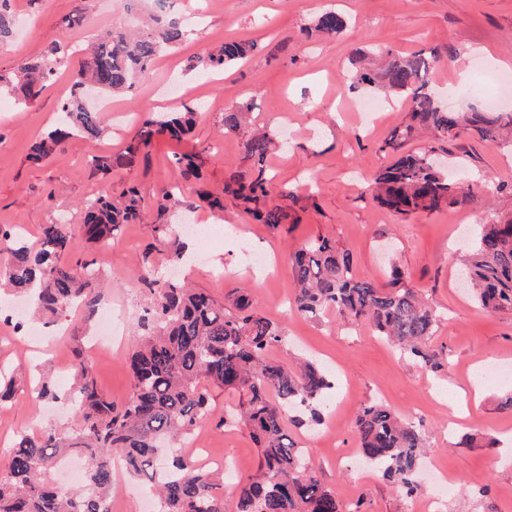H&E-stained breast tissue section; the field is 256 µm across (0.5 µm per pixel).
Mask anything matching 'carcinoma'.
I'll use <instances>...</instances> for the list:
<instances>
[{
  "label": "carcinoma",
  "instance_id": "carcinoma-1",
  "mask_svg": "<svg viewBox=\"0 0 512 512\" xmlns=\"http://www.w3.org/2000/svg\"><path fill=\"white\" fill-rule=\"evenodd\" d=\"M157 2L146 27L134 33L114 28L87 42V58L61 105L57 125L33 145V160L51 157L74 136L94 141L103 134L107 119L85 103L86 85L102 93H129L147 80L156 59L189 38L192 31L184 19L168 12L165 0ZM344 27V17L330 8L300 34L304 39L313 34L334 37ZM13 31L11 0H0V44L8 42ZM252 51L249 42L226 40L192 60L188 70L200 76L226 71L246 62ZM372 55L380 58L379 69L351 62L350 86L380 87L407 106L405 122L382 146L399 156L373 178L374 198L397 216L434 213L458 203L467 193L435 164L433 149L412 153L400 149L424 134L448 141L467 133L497 143L512 137V113L445 109L431 88L439 61L433 50L403 55L391 47H377ZM64 59L61 49L51 46L40 57L18 63L11 73H0V85L10 88L18 104L26 107L51 84ZM253 109L250 102L224 113V130L242 135L252 165L231 174L222 195L189 185L163 194L157 227L170 242L171 257H181L182 245L172 225L163 221L170 210L191 213L204 207L222 212L224 197L231 196L260 224L277 229L288 220V207L270 203L274 192L282 200L292 197L283 188L274 190L266 166L275 134L251 128L248 116ZM196 121L197 109L188 105L174 112H144L123 149L93 156L92 165L104 176L130 166L157 136L180 141ZM172 165L180 177L200 179L197 155L175 154ZM145 215L136 188L118 194L106 188L84 202L80 233L86 241L100 243ZM4 253L8 258L0 264V281H7L17 294L31 295L41 310L57 315L75 306L94 305L101 274L94 260L73 256L70 223L56 217L40 225L35 246L16 228L1 225L0 254ZM291 270L293 302L301 315L318 319L335 309L354 322L371 323L401 357L433 371L443 367V352L431 344L438 315L406 287L399 273H392L386 284L358 280L349 253L325 236L298 249ZM463 273L482 309L512 310V220L480 226ZM139 280L153 292L155 302L135 333L129 399L119 407L113 405L97 388L93 362L75 352L67 395L81 416V428L72 434L50 429L40 435H17L8 465L0 472V512H108L111 460L116 455L124 458L131 476L157 486L159 512H228L231 507L234 512H361L358 505L342 510L335 490L319 478L307 450L298 447L285 428L288 411L294 413L291 422L296 427L322 424L325 398L335 387L331 372L314 360L294 367L270 360L268 351L285 341L282 328L252 309L242 295L226 309L179 280L158 278L154 269L140 274ZM208 385L238 393V408L219 417L218 424L224 426L229 419L245 423L260 456L257 473L239 481L233 506L221 492L218 473L196 468L188 457L173 456L162 475L155 468L162 444L173 447L214 418ZM355 431L364 461L406 494H416L414 476L427 454L420 424L372 402L358 412ZM71 448L87 462L83 493L42 480L54 460Z\"/></svg>",
  "mask_w": 512,
  "mask_h": 512
}]
</instances>
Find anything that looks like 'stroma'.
<instances>
[{
    "label": "stroma",
    "instance_id": "1",
    "mask_svg": "<svg viewBox=\"0 0 512 512\" xmlns=\"http://www.w3.org/2000/svg\"><path fill=\"white\" fill-rule=\"evenodd\" d=\"M151 7L150 0L137 12L127 10L124 0H14L15 35L0 48V70L55 44L72 46L73 53L34 105L0 111V225L24 228L33 240L40 225L58 214L79 223L82 203L105 184L117 191L137 187L148 209L156 210L164 190L180 180L169 162L175 153H202L205 188L222 190L230 174L251 165L241 135L225 131L224 112L250 101L257 106V123L278 134L292 131L287 144L274 146L268 157L275 185L294 192L292 219L272 230L253 223L229 198L223 217L197 210L211 243L204 248L189 239L187 252L195 260L183 266L171 260L151 222L125 225L101 246L76 238L75 253L94 259L101 270L104 301L126 311L113 346H95L99 316L79 310L50 316V341L31 349L12 326L0 323V360L37 369L63 390L70 385L72 353L83 349L94 362L99 390L119 405L131 394L127 360L137 320L152 300L138 281L144 268L153 264L174 272L227 307L244 288L256 309L286 333L285 345L271 353L274 360L288 363L305 356L339 378L324 425L292 426L288 432L308 449L320 476L344 503L361 502L363 512H512V445L501 440L512 433V410L503 407L512 379L483 382L478 409L456 427L449 424L444 399L470 390L482 363L512 365V311H483L457 279L460 258L472 246L471 230L512 218V146L466 134L435 141L436 152L447 155L449 179L469 184L468 200L435 213L396 216L373 199L368 185L393 159L382 145L404 121L405 107L385 100L384 111L364 122L354 105L377 92L369 87L349 92L345 80V66L357 50L389 46L409 54L436 48L442 57L432 85L449 110L483 107L493 89L483 83L482 72L493 70L497 60H512V0H207L203 6L198 0H171V13L198 15L202 38L159 58L137 99L112 97L113 108L127 113L118 128L93 142L72 138L48 161L33 163L30 148L54 125L89 38L136 27L141 11ZM328 7L344 16L343 34L298 40L299 29ZM73 17L81 18L82 27L68 26ZM229 38L254 43L245 64L208 80L188 71L194 56ZM465 52L470 66L463 81L457 66ZM170 83L183 85L187 102L202 106L192 134L179 142L157 138L136 165L99 174L91 157L120 151L142 109L169 111L158 93ZM318 236L348 250L357 278L383 283L390 267L403 272L405 284L440 317L432 344L446 353L444 371L401 359L368 324L333 312L311 321L296 312L288 257ZM257 252L266 255V267L254 265ZM372 401L422 423L431 452L417 497H406L358 457L355 418ZM79 427L70 403L36 402L29 386H19L14 399L0 407V468L17 434L50 428L72 433ZM201 436L230 474L225 493L257 471L258 449L244 424H208Z\"/></svg>",
    "mask_w": 512,
    "mask_h": 512
}]
</instances>
